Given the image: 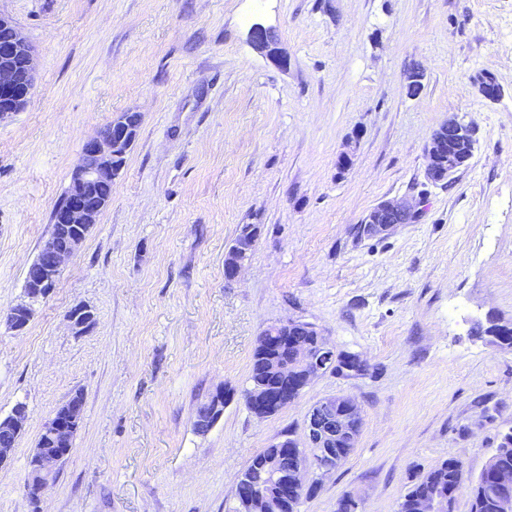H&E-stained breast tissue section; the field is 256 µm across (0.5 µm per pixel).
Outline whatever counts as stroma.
Instances as JSON below:
<instances>
[{
  "mask_svg": "<svg viewBox=\"0 0 512 512\" xmlns=\"http://www.w3.org/2000/svg\"><path fill=\"white\" fill-rule=\"evenodd\" d=\"M36 47L28 106L0 123V311L52 230L85 140L141 115L112 201L26 329L0 323V416L28 407L0 467V512H229L251 458L301 437L319 398L362 409L353 452L299 512H396L439 461L476 478L512 430V0H0ZM272 28L280 68L247 40ZM424 73L408 96L406 79ZM492 74L497 100L478 82ZM478 143L450 183L425 177L432 132ZM349 152L347 167L339 156ZM424 194L419 221L369 238L378 203ZM262 235L237 280L239 225ZM89 307L77 332L70 312ZM314 325L364 374L317 377L288 407L241 395L257 338ZM234 391L204 435L196 409ZM83 396L73 451L32 503L44 424Z\"/></svg>",
  "mask_w": 512,
  "mask_h": 512,
  "instance_id": "obj_1",
  "label": "stroma"
}]
</instances>
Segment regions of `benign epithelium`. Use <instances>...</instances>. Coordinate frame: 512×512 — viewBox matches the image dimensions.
I'll use <instances>...</instances> for the list:
<instances>
[{
	"label": "benign epithelium",
	"instance_id": "benign-epithelium-1",
	"mask_svg": "<svg viewBox=\"0 0 512 512\" xmlns=\"http://www.w3.org/2000/svg\"><path fill=\"white\" fill-rule=\"evenodd\" d=\"M9 24L13 38L0 42V123L9 120L25 109L35 87L34 46L9 16L0 13V22ZM253 49L281 68L288 67V57L278 46L271 29L254 24L249 30ZM137 116L123 113L112 119L81 146L78 159L70 174L64 201L56 207L53 222L65 224L72 234L71 246L57 247L47 238L35 259L25 271V299L0 313L11 329H25L34 313V306L44 300L57 284L64 264L81 247L90 229L102 214L87 188L103 182L114 181L125 165L119 159L128 156L133 145L132 124ZM444 137L428 146L427 179L432 183L451 180L454 169L438 165L437 154L448 151V157L470 144L474 131L471 123L454 116L438 127ZM424 201L420 197L385 201L374 208L364 219L363 233L370 237L387 234L399 224H408L419 218ZM315 344H296L293 360L283 362L270 358L269 370L277 382L269 387H258L246 396L250 412L258 418L274 415L294 402L303 389L316 377L332 371L339 353L331 347L318 331ZM259 341L281 351L288 346V339L278 329L270 326L262 331ZM231 395L218 390L210 398L212 422L224 414V406ZM25 416L15 410L0 417V433L17 436L21 433ZM361 412L348 397L332 395L320 398L309 409L305 420V436L301 441L291 437L276 442L280 453L263 463L257 471L271 493L264 497L266 512H282L289 500H303L313 493L330 473L336 471L353 448L361 430ZM81 425V404L70 399L59 407L44 424L41 435L58 443L73 439ZM73 445L65 448H44L36 444L29 459L25 491L37 501L42 490L56 475L58 468L70 456ZM494 498L498 512H512V477L502 474L496 481ZM415 512H448V497L435 489L414 504Z\"/></svg>",
	"mask_w": 512,
	"mask_h": 512
}]
</instances>
